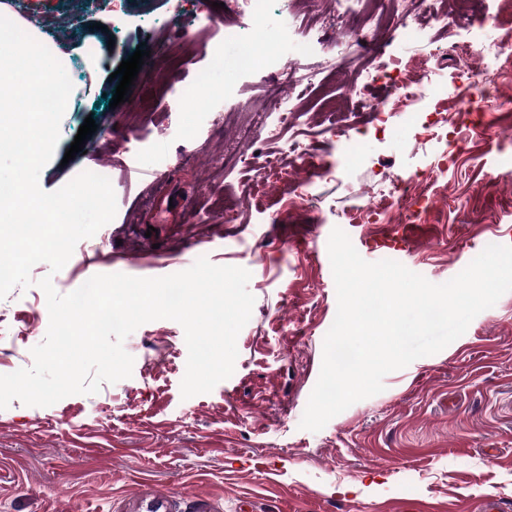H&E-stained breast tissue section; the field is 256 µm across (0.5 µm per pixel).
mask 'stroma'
Masks as SVG:
<instances>
[{"instance_id":"1","label":"stroma","mask_w":512,"mask_h":512,"mask_svg":"<svg viewBox=\"0 0 512 512\" xmlns=\"http://www.w3.org/2000/svg\"><path fill=\"white\" fill-rule=\"evenodd\" d=\"M212 2L186 19V38L174 32L172 0H27L19 18L39 39L60 14L73 17L54 49L73 93L41 188L103 167L117 212L77 243L62 270L39 263L32 286L0 299V374L33 364L49 325L38 285L47 276L67 294L97 274L162 277L203 255L249 270L255 303L233 375L209 393L182 398L184 329L159 319L124 341L131 377L47 407L15 400L0 409V512H455L488 491L512 505V292L440 352L388 373L381 393L320 431L299 427L337 311L328 239L336 227L354 241L376 232L378 224L348 219L368 195L382 198L379 224L403 223L386 192L390 178L406 182L426 232L393 259L432 283L452 279L488 245L512 246V67L489 64L500 0H474L485 28L475 63L496 86L476 102L478 129L448 124L430 136L434 108L457 110L465 21L417 41L370 28L362 61L415 62L418 76L443 89L440 100L392 111L380 124L361 103L386 98L389 84L341 94L350 72L335 61L348 52V32L328 35L317 8L272 0L266 21L279 64L245 72L227 34L246 21L248 0ZM142 43L157 75L138 77L127 101L109 107L111 73ZM301 65L319 66L338 87L335 108L296 106L282 130L268 115L267 89L282 68ZM200 75L217 95L186 137L169 82ZM89 116L96 132L65 160ZM338 127L360 128L356 156L345 154ZM294 141L310 146L311 169L280 177ZM246 150L258 151L263 182L237 165Z\"/></svg>"}]
</instances>
